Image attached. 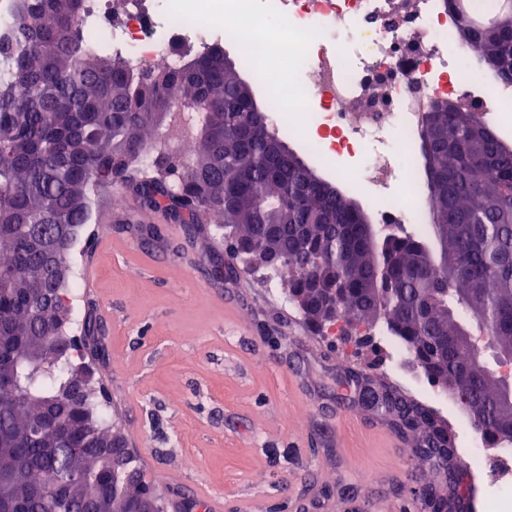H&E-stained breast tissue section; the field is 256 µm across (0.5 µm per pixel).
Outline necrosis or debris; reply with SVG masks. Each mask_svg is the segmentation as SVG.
<instances>
[{
  "label": "necrosis or debris",
  "mask_w": 512,
  "mask_h": 512,
  "mask_svg": "<svg viewBox=\"0 0 512 512\" xmlns=\"http://www.w3.org/2000/svg\"><path fill=\"white\" fill-rule=\"evenodd\" d=\"M87 0L81 28L89 48L129 66H181L218 42L241 43L244 68L260 72L287 56L272 128L298 139L312 162L352 159L347 181L361 184L378 223L423 229L409 159L431 100L448 97L481 120L496 119L512 85L485 69L479 84L461 70L478 65L450 36L442 0ZM179 52H169L171 43Z\"/></svg>",
  "instance_id": "4bbe7bcc"
}]
</instances>
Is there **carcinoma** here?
<instances>
[{"instance_id": "obj_1", "label": "carcinoma", "mask_w": 512, "mask_h": 512, "mask_svg": "<svg viewBox=\"0 0 512 512\" xmlns=\"http://www.w3.org/2000/svg\"><path fill=\"white\" fill-rule=\"evenodd\" d=\"M454 20L462 41L502 79L512 82V10L487 23L471 10ZM83 0H23L12 36L0 38V432L18 433L0 447V469H15L13 512H164V503L133 454L112 469V422L70 392L83 373L69 317L56 318L70 275V229L92 223L93 196L128 184L145 208L163 210L195 230L214 217L234 229V250L257 262L275 245L288 252L279 273L288 295L321 329L323 291L341 288L338 311L380 322L424 365L444 340L436 382L468 368L455 345L457 323L478 303L494 336L512 345V154L488 124L454 106L426 112L419 131L426 180L424 232L396 225L370 246L355 202L332 196L313 167L281 150L282 141L252 130L251 87L224 50L211 47L183 66L133 71L119 57L81 46ZM186 127L194 143L144 167L153 136L176 140ZM397 321H377L374 302ZM493 381L473 380L468 415L483 433L512 428L495 407ZM46 419L39 433L30 423ZM84 448L78 468L72 452Z\"/></svg>"}]
</instances>
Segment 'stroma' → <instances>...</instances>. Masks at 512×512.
<instances>
[{"instance_id":"obj_1","label":"stroma","mask_w":512,"mask_h":512,"mask_svg":"<svg viewBox=\"0 0 512 512\" xmlns=\"http://www.w3.org/2000/svg\"><path fill=\"white\" fill-rule=\"evenodd\" d=\"M136 224L167 226L133 191L94 200L71 254L83 318L78 336L101 410L111 415L167 512H204L197 489L223 512H427L410 492L417 434L362 406L361 386L385 387L434 414L463 444L448 404L418 391L423 371L394 362L374 325L365 336L313 333L272 271L236 260L224 279L203 267L227 254L213 224L146 244ZM112 249L96 248L99 235ZM439 484L435 471L423 472Z\"/></svg>"}]
</instances>
